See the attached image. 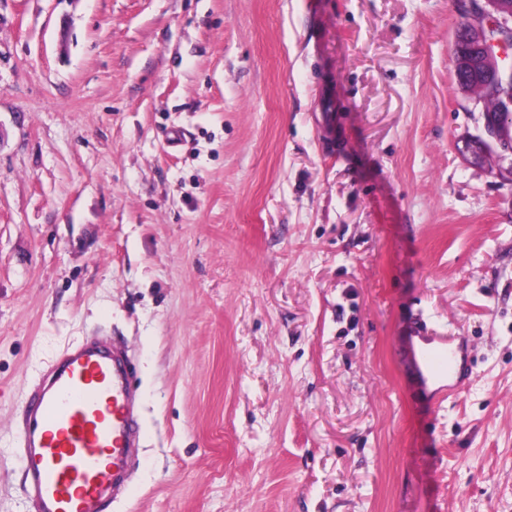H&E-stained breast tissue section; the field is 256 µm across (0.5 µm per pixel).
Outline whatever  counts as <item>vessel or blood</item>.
Wrapping results in <instances>:
<instances>
[{"instance_id": "vessel-or-blood-1", "label": "vessel or blood", "mask_w": 512, "mask_h": 512, "mask_svg": "<svg viewBox=\"0 0 512 512\" xmlns=\"http://www.w3.org/2000/svg\"><path fill=\"white\" fill-rule=\"evenodd\" d=\"M407 354L422 395L440 402L460 372V350L447 337L423 336ZM17 437L33 512H106L141 446L124 347L86 339L57 355L23 398Z\"/></svg>"}]
</instances>
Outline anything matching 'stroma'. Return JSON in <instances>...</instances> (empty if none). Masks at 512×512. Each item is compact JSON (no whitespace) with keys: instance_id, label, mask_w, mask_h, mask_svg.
I'll list each match as a JSON object with an SVG mask.
<instances>
[{"instance_id":"stroma-1","label":"stroma","mask_w":512,"mask_h":512,"mask_svg":"<svg viewBox=\"0 0 512 512\" xmlns=\"http://www.w3.org/2000/svg\"><path fill=\"white\" fill-rule=\"evenodd\" d=\"M457 0H0V512L25 392L127 345L108 512H512V182ZM463 347L436 408L400 349ZM463 145L462 152L468 155L467 158L473 164L485 163L490 155L499 159L503 165L495 166L498 174L502 177L507 176L512 181V136L509 137L496 125L485 121L481 126L480 134L463 141ZM507 158L510 160L505 167L504 161Z\"/></svg>"}]
</instances>
